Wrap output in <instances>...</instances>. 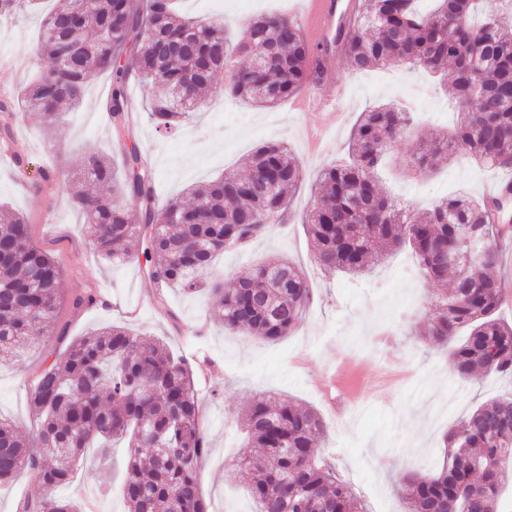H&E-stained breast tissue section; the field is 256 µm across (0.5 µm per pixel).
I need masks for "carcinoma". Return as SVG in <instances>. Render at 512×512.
I'll list each match as a JSON object with an SVG mask.
<instances>
[{"instance_id": "carcinoma-1", "label": "carcinoma", "mask_w": 512, "mask_h": 512, "mask_svg": "<svg viewBox=\"0 0 512 512\" xmlns=\"http://www.w3.org/2000/svg\"><path fill=\"white\" fill-rule=\"evenodd\" d=\"M37 0H0V15L33 8ZM359 0L355 28L345 45L357 72L407 66L455 79L446 93L459 123L426 144L407 164L421 175L460 152L477 163L512 172V33L498 20L512 0ZM41 51L52 67L14 101L0 102V140L13 138L16 109L47 116L81 103L99 73L112 77L108 102L116 134L125 131L126 87L133 78L161 85L145 100L150 119L166 130L192 118L190 107L224 72V96L273 107L296 96L312 78V49L298 24L261 15L233 39L221 22L184 20L174 0H92L89 11L68 0L44 16ZM270 49L258 71L242 73V60ZM410 129V113L384 104L362 113L347 158L324 169L314 185L305 226L315 262L328 270H365L369 245L408 247L434 281L451 280L437 298L424 332L452 347L456 373L477 367L512 378V322L499 315L503 286L497 273L498 201L458 195L416 215L388 197L375 170ZM123 172L97 155L85 157L73 197L83 209L92 245L105 260L127 258V246L143 237L150 276L188 294L208 292L229 330L263 340L287 335L302 322L312 299L306 275L283 258L254 265L230 290L211 278L218 253L244 247L272 225L285 224L302 172L288 146L258 147L246 176L231 172L189 189V202L154 207V173L139 149H122ZM139 208L141 223L129 207ZM61 270L34 245L19 214L0 224V360L30 340L64 336L56 329ZM100 303L89 289L70 297L72 312ZM29 406L40 423L37 446L0 420V486L23 469L47 490L70 482L87 449L105 457L114 439L130 448L123 497L128 512H208L199 485L207 436L189 363L162 341L120 326L72 341L34 383ZM247 443L238 458L254 472L250 485L257 512H365L333 468L317 461L321 417L290 402L253 397L242 425ZM512 470V395L477 406L448 428L442 456L425 478H403V512H512L500 503ZM17 512H82L75 502L46 495L23 498Z\"/></svg>"}]
</instances>
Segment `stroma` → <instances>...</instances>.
I'll return each instance as SVG.
<instances>
[{
    "instance_id": "35a3bbf8",
    "label": "stroma",
    "mask_w": 512,
    "mask_h": 512,
    "mask_svg": "<svg viewBox=\"0 0 512 512\" xmlns=\"http://www.w3.org/2000/svg\"><path fill=\"white\" fill-rule=\"evenodd\" d=\"M56 5V0H41L38 9L0 17V101L15 98L34 71L49 69L51 62L40 55L36 39L43 15ZM299 6V0L181 2L188 17L218 20L231 31L265 13L295 16ZM336 80L348 89L347 121L329 131L316 154L307 146L313 115L294 111L289 101L274 108L238 101L229 112L217 84L204 92L192 123L170 131L149 119L144 93H137L131 106L129 137L151 159L157 206L224 172H245L248 156L266 143H287L302 166L304 179L291 200L293 220L274 225L247 251L228 250L217 261L228 288L249 267L272 256H287L307 272L313 293L307 314L295 331L275 342L244 331L225 332L208 296L158 290L140 258L143 243L132 244V258L114 262L92 248L84 232L85 216L63 185L73 179L82 157L121 160L104 110L111 91L107 75L91 80L79 108L52 117L18 112L13 141L0 143V205L26 216L33 243L47 250L63 272L64 299L94 288L107 303L75 315L64 302L57 325L65 329V338L42 337L15 361L0 364L1 418L34 439L37 421L28 399L35 378L69 339L120 325L163 339L193 367L210 446L199 471L209 512H253L251 476L235 466L234 458L246 403L262 392L320 414L325 431L317 453L335 466L366 512H402L403 476L429 474L448 426L488 399L512 392V381L479 370L457 377L448 347L417 340L442 286L419 274L410 250L375 252L370 270L357 275L315 267L302 219L311 206L315 179L346 154L360 113L378 100H392L414 112L409 135L396 146L404 156L420 140L449 130L456 117L430 78L403 66L356 73L343 58ZM19 156L24 159L20 167L15 164ZM45 172L52 176V186H40ZM378 176L389 194L419 212L445 195L482 194L503 174L463 156L425 178L386 164ZM126 458V449L118 447L106 464L86 460L70 484L56 488V496L79 502L95 497L101 512H127L121 494Z\"/></svg>"
}]
</instances>
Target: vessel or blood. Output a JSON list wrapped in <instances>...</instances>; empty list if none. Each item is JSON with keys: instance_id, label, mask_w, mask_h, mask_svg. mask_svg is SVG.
Wrapping results in <instances>:
<instances>
[{"instance_id": "obj_1", "label": "vessel or blood", "mask_w": 512, "mask_h": 512, "mask_svg": "<svg viewBox=\"0 0 512 512\" xmlns=\"http://www.w3.org/2000/svg\"><path fill=\"white\" fill-rule=\"evenodd\" d=\"M354 5L352 0H301L299 23L303 35L314 50L312 66L316 80L296 98L300 109L314 113L315 123L309 135L311 151H319L329 126H342L343 92L329 96L324 87L329 83L328 63L334 46L343 43L352 31Z\"/></svg>"}]
</instances>
